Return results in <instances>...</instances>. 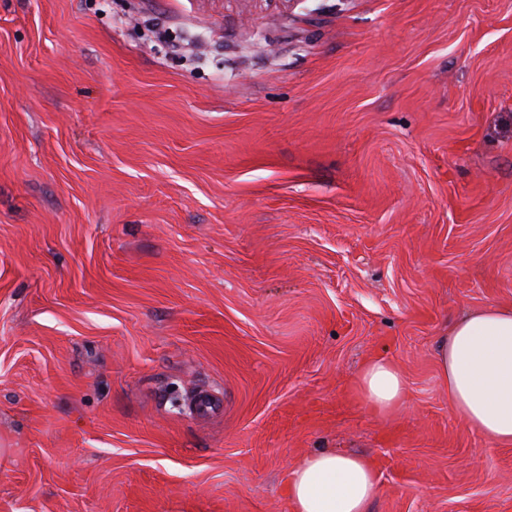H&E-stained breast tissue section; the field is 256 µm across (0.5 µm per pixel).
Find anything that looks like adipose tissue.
<instances>
[{"instance_id": "ef3b65f1", "label": "adipose tissue", "mask_w": 512, "mask_h": 512, "mask_svg": "<svg viewBox=\"0 0 512 512\" xmlns=\"http://www.w3.org/2000/svg\"><path fill=\"white\" fill-rule=\"evenodd\" d=\"M436 358L458 416L500 446H512V305L453 320L439 336ZM359 401L387 414L408 400L405 376L391 359L368 358L355 380ZM289 512H368L378 478L363 457L322 449L289 472Z\"/></svg>"}]
</instances>
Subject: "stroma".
<instances>
[{
  "label": "stroma",
  "mask_w": 512,
  "mask_h": 512,
  "mask_svg": "<svg viewBox=\"0 0 512 512\" xmlns=\"http://www.w3.org/2000/svg\"><path fill=\"white\" fill-rule=\"evenodd\" d=\"M501 304L512 0H0V512H512L435 359ZM359 401L378 414H388L404 406L408 400L402 369L383 355L368 358L355 380ZM289 512H368L378 478L363 457L321 449L289 471Z\"/></svg>",
  "instance_id": "1"
}]
</instances>
